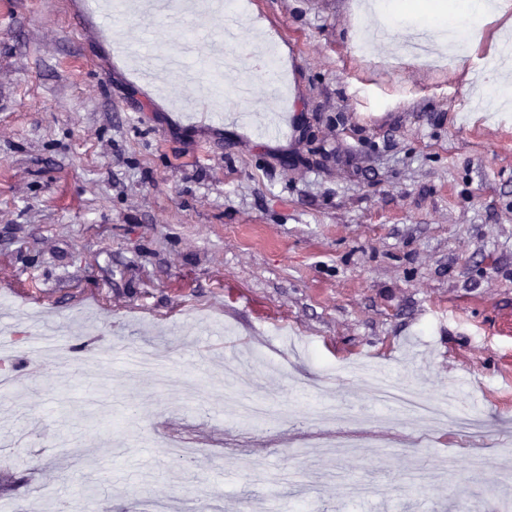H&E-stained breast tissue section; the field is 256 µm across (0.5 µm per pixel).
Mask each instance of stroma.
Masks as SVG:
<instances>
[{"instance_id":"stroma-1","label":"stroma","mask_w":512,"mask_h":512,"mask_svg":"<svg viewBox=\"0 0 512 512\" xmlns=\"http://www.w3.org/2000/svg\"><path fill=\"white\" fill-rule=\"evenodd\" d=\"M365 0H247L234 50L265 94L253 41L284 58L282 135L223 96L135 60L217 38L102 0H0V500L56 512L96 486L100 512H512V108L468 78V53L359 52ZM201 118H192V111ZM56 333V361L28 345ZM151 350L182 382L158 389L106 358ZM478 418L424 431L383 420L370 380ZM279 418L252 425L238 404ZM360 434L343 455L308 442ZM455 464L440 472L439 461ZM480 468H472L473 459Z\"/></svg>"}]
</instances>
